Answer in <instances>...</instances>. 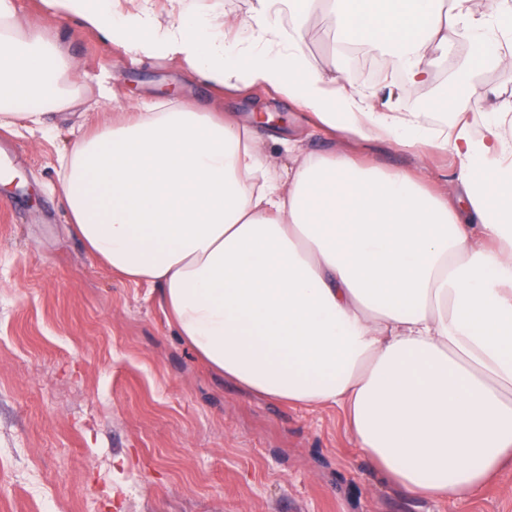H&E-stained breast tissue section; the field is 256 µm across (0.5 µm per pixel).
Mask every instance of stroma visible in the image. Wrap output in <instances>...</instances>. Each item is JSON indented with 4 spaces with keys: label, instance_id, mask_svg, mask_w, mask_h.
I'll list each match as a JSON object with an SVG mask.
<instances>
[{
    "label": "stroma",
    "instance_id": "1",
    "mask_svg": "<svg viewBox=\"0 0 512 512\" xmlns=\"http://www.w3.org/2000/svg\"><path fill=\"white\" fill-rule=\"evenodd\" d=\"M21 23L49 31L89 90L50 114L53 138L0 129V512H512V466L470 502L412 497L376 474L335 409L256 397L208 367L178 336L160 291L101 265L70 229L58 194L56 156L71 128L111 124L99 104L101 72L122 105L190 99L259 127L280 168L297 156L343 154L456 190L460 162L425 146L410 153L384 140L353 143L325 131L271 87L220 91L185 79L170 61L143 62L43 0H15ZM301 46L315 70L358 91L385 95L382 79L337 58L324 12L309 14ZM512 98V67L488 68L457 107L471 134Z\"/></svg>",
    "mask_w": 512,
    "mask_h": 512
}]
</instances>
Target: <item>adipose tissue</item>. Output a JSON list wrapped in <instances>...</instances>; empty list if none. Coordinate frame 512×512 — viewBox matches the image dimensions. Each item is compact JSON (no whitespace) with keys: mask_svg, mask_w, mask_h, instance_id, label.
<instances>
[{"mask_svg":"<svg viewBox=\"0 0 512 512\" xmlns=\"http://www.w3.org/2000/svg\"><path fill=\"white\" fill-rule=\"evenodd\" d=\"M44 0L111 45L218 88H277L324 130L452 149L457 191L310 155L276 172L252 130L192 101L154 102L61 151L59 193L90 253L160 288L178 335L248 392L343 411L351 438L407 494L464 501L512 462V99L473 137L456 102L478 70L512 67V0ZM325 5L336 30L391 61L408 95L436 49L466 43L452 88L397 111L334 86L300 44ZM82 93L62 44L0 0V128L52 136ZM451 116L436 128L428 112Z\"/></svg>","mask_w":512,"mask_h":512,"instance_id":"obj_1","label":"adipose tissue"}]
</instances>
